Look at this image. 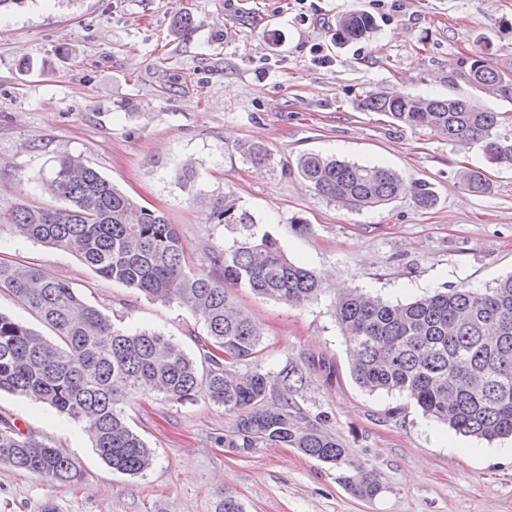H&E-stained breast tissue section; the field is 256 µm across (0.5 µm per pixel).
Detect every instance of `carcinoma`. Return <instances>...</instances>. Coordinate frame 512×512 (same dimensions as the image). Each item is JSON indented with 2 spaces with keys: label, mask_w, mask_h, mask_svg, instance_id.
Listing matches in <instances>:
<instances>
[{
  "label": "carcinoma",
  "mask_w": 512,
  "mask_h": 512,
  "mask_svg": "<svg viewBox=\"0 0 512 512\" xmlns=\"http://www.w3.org/2000/svg\"><path fill=\"white\" fill-rule=\"evenodd\" d=\"M374 18L354 10L339 18L336 35L350 41L374 29ZM457 75L491 97L512 100V79L476 54L460 62ZM361 109L380 112L410 128H426L450 142H479L488 161L512 165V138L498 134L504 112L476 110L464 98L369 92ZM301 176L318 193L355 208L376 207L409 194L423 209L434 206L430 184L408 187L398 174L319 154L302 155ZM463 186L480 193L490 186L484 173L461 174ZM40 192L58 206L19 204L15 233L71 252L100 276L146 297L189 308L205 328L201 341L206 368L170 338L114 326L87 304L69 282L31 266L0 263V290L8 291L57 337L52 343L31 327L0 312V391L49 405L85 422L93 448L113 470L143 474L153 452L129 426L125 406L158 394L172 402L205 393L236 416L224 444L249 451L260 443L296 448L335 468L348 452L330 434L298 422L293 394L305 383L290 364L276 374L240 373L255 359L260 328L241 310L227 285L299 307L326 290L317 271L288 260L277 238L248 234L229 251H211L210 270H193L183 240L166 216L117 189L95 168L62 157L39 174ZM211 219L219 224L254 222L234 204L216 199ZM338 323L353 352L352 374L369 391L397 392L424 415L468 436L493 441L512 437V277L484 290L461 286L405 304L367 293L336 298ZM0 462L21 473L71 483L80 470L59 448L22 433L0 416ZM351 493L371 499L379 480L362 471L344 477ZM214 512H244L239 498L224 493Z\"/></svg>",
  "instance_id": "carcinoma-1"
}]
</instances>
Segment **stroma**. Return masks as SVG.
<instances>
[{
	"mask_svg": "<svg viewBox=\"0 0 512 512\" xmlns=\"http://www.w3.org/2000/svg\"><path fill=\"white\" fill-rule=\"evenodd\" d=\"M355 9L374 17V29L357 41L337 39L338 18ZM186 12L194 30L173 33ZM480 49L512 77V0H28L0 12V261L70 281L117 326L162 333L197 359L205 330L191 310L15 237L11 214L21 203L50 204L37 175L57 158L77 157L162 211L191 265L205 268L211 249L230 248L247 232L210 220L214 200L227 198L289 260L332 276L325 293L300 307L232 287L262 333L252 369L302 367L307 382L295 401L306 424L339 439L353 465L382 485L363 500L341 470L296 449L224 447L236 418L202 393L185 403L151 394L127 405L155 456L148 471L129 476L99 459L81 424L1 392L0 416L63 448L83 479L61 484L0 463V512H214L226 490L245 512H512V440L461 435L402 395L359 387L334 313L346 291L397 304L512 276V166L488 163L480 144L401 127L359 106L366 92L383 90L456 95L512 113V102L458 78L460 60ZM25 59L34 65L28 75L18 72ZM245 142L263 146L268 161L252 164ZM306 153L429 182L438 202L422 209L407 196L347 208L300 177ZM187 164L196 173L188 188L179 180ZM467 169L483 172L490 190H466ZM295 217L310 234L289 231Z\"/></svg>",
	"mask_w": 512,
	"mask_h": 512,
	"instance_id": "35a3bbf8",
	"label": "stroma"
}]
</instances>
